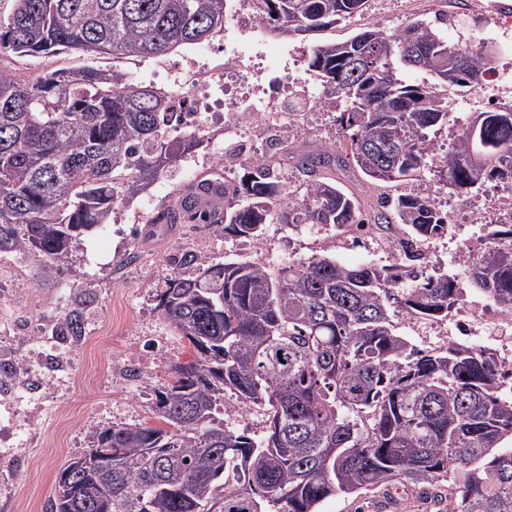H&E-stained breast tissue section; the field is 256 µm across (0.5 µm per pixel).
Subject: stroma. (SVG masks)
I'll return each instance as SVG.
<instances>
[{
  "mask_svg": "<svg viewBox=\"0 0 512 512\" xmlns=\"http://www.w3.org/2000/svg\"><path fill=\"white\" fill-rule=\"evenodd\" d=\"M473 0H368L364 10L350 19L313 35L276 36L268 40L263 59L244 62L241 74L252 82H269L288 70L294 94L312 99L324 90L307 67L313 45L341 42L353 33L378 25L386 32L401 29L409 19L452 18L450 41L478 46L485 42L493 18L472 13ZM223 36L183 45L148 60L111 59L110 56L60 54L51 57L0 58V67L28 77L56 68L86 64L107 70L118 68L136 83L167 89L168 72L182 60L196 59L207 66L219 63ZM288 101L276 102L288 125L301 135L289 138L285 149L251 144L247 131L212 137L196 153L181 157L150 190L117 206L109 224L74 245L53 272H46L31 255L16 258L0 254V355L21 362L28 380L18 394L0 396V512H50L58 473L89 446L92 436L112 425L151 422V406L158 389L167 385L172 365L191 358L186 340L163 319L155 294L168 276H191L179 266L182 253H193L197 266L244 258L277 269L314 255H330L347 264L393 265L379 246V229L371 227L358 246L340 248L331 233L312 235L304 227L269 224L264 228V251L247 253L239 238L196 224L166 226L155 223L161 204L194 183L214 156L230 149H245L248 156L271 155L275 173L288 191L301 178L298 156L320 144H337L343 130L335 110L287 113ZM330 178L352 194L365 214H372L381 199L401 192L440 189L435 167L417 180L402 185L376 183L352 167L329 170ZM83 287L91 301L83 310L86 334L72 347L58 344L51 326L70 311L75 287ZM387 489L369 494L340 496L323 506L324 512H447L431 510L426 496H411L403 505L388 507Z\"/></svg>",
  "mask_w": 512,
  "mask_h": 512,
  "instance_id": "stroma-1",
  "label": "stroma"
}]
</instances>
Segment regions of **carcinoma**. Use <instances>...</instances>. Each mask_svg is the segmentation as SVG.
Instances as JSON below:
<instances>
[{
    "mask_svg": "<svg viewBox=\"0 0 512 512\" xmlns=\"http://www.w3.org/2000/svg\"><path fill=\"white\" fill-rule=\"evenodd\" d=\"M227 0H15L0 17V57L73 54L161 56L224 30ZM275 30L306 35L363 10L367 0H261ZM444 18H413L389 34L377 25L316 45L308 68L343 97L341 151L302 155V193L289 196L272 168L247 162L233 187L241 203L202 206L190 185L156 221L200 219L258 242L267 224L319 231L363 227L356 198L320 169L352 162L374 181L402 183L430 164L443 187L469 194L512 183V111L474 112L448 150L431 134L448 126L449 85L474 88L492 54L448 42ZM424 74L421 82L402 77ZM181 101L94 66L59 68L31 82L0 68V254H32L49 270L83 234L107 224L119 203L145 193L202 141L170 139ZM482 152L486 165L471 163ZM373 222L406 236L405 256L448 234V215L401 193ZM487 245L468 265L471 283L512 310V224L485 227ZM192 358L171 368L155 395L157 425L100 430L84 454L120 458L58 475L53 512H323L325 502L447 478L448 512H512V401L499 394L490 357L448 344L424 350L397 333L394 313L442 321L457 304L448 274L348 265L331 256L274 270L216 263L172 276L156 295ZM60 336L84 335L79 312ZM237 397L224 404V391ZM267 409L255 439L227 419Z\"/></svg>",
    "mask_w": 512,
    "mask_h": 512,
    "instance_id": "cac0c4a2",
    "label": "carcinoma"
}]
</instances>
